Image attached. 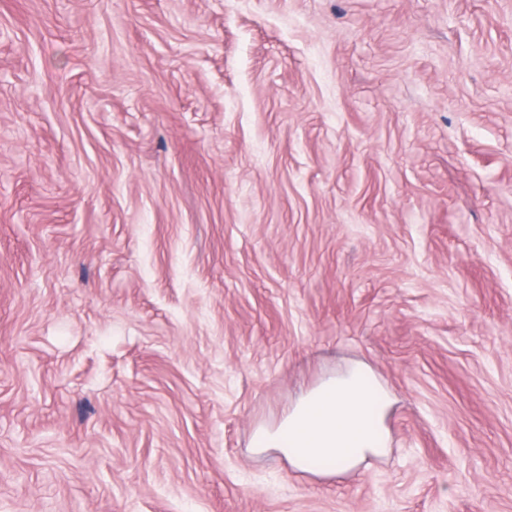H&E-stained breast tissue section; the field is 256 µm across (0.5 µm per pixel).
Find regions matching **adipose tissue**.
<instances>
[{"instance_id":"1","label":"adipose tissue","mask_w":512,"mask_h":512,"mask_svg":"<svg viewBox=\"0 0 512 512\" xmlns=\"http://www.w3.org/2000/svg\"><path fill=\"white\" fill-rule=\"evenodd\" d=\"M392 403L368 366L357 362L301 396L279 423L257 429L251 445L279 451L304 474L344 473L386 455Z\"/></svg>"}]
</instances>
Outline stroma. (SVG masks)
Segmentation results:
<instances>
[{
    "mask_svg": "<svg viewBox=\"0 0 512 512\" xmlns=\"http://www.w3.org/2000/svg\"><path fill=\"white\" fill-rule=\"evenodd\" d=\"M0 512H512V0H0ZM370 378L368 366L359 362L328 377L301 396L279 423L257 429L251 448L275 449L296 471L314 476L344 473L386 455L385 420L393 399Z\"/></svg>",
    "mask_w": 512,
    "mask_h": 512,
    "instance_id": "35a3bbf8",
    "label": "stroma"
}]
</instances>
